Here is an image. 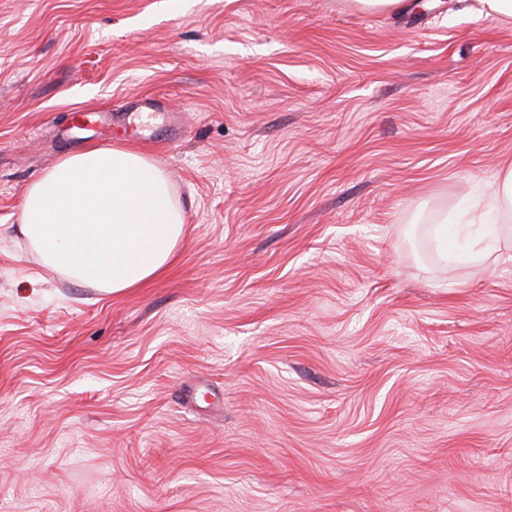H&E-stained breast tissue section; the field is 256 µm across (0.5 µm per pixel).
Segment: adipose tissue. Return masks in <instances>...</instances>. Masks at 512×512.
Instances as JSON below:
<instances>
[{"label": "adipose tissue", "mask_w": 512, "mask_h": 512, "mask_svg": "<svg viewBox=\"0 0 512 512\" xmlns=\"http://www.w3.org/2000/svg\"><path fill=\"white\" fill-rule=\"evenodd\" d=\"M20 231L44 265L118 293L167 269L185 221L164 171L116 144L67 155L30 183Z\"/></svg>", "instance_id": "ef3b65f1"}]
</instances>
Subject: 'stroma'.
<instances>
[{"label":"stroma","mask_w":512,"mask_h":512,"mask_svg":"<svg viewBox=\"0 0 512 512\" xmlns=\"http://www.w3.org/2000/svg\"><path fill=\"white\" fill-rule=\"evenodd\" d=\"M166 2L0 0V512H512V17ZM147 97L185 235L108 294L21 203ZM88 123L89 126H83ZM112 116L110 112H106L97 108H84L74 112V124L70 130L83 131L92 128H97L100 135L105 139H109L112 132ZM492 206L512 207V166L504 169L496 176L492 196Z\"/></svg>","instance_id":"35a3bbf8"}]
</instances>
